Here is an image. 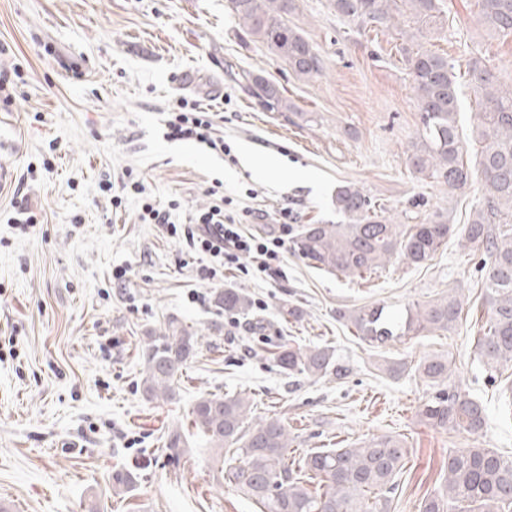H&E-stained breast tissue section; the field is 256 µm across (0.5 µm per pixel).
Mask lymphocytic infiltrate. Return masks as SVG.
Segmentation results:
<instances>
[{"mask_svg":"<svg viewBox=\"0 0 512 512\" xmlns=\"http://www.w3.org/2000/svg\"><path fill=\"white\" fill-rule=\"evenodd\" d=\"M167 129L168 138L193 141L223 154L230 151L223 138L215 134L212 113L203 111L196 101L179 99ZM229 203L227 196L216 197L209 207L197 211L189 223L178 224L172 221L169 210L147 200L141 206L140 218L160 225L170 237L186 242L190 252L201 259L196 269L200 280L222 277L225 270L238 266L244 256L249 258L256 275L275 276L286 250L284 234L295 221L292 210H281L279 233L256 235L234 215L227 213Z\"/></svg>","mask_w":512,"mask_h":512,"instance_id":"obj_1","label":"lymphocytic infiltrate"}]
</instances>
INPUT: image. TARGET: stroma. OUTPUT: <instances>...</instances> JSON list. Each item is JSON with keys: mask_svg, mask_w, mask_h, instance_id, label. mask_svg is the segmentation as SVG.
<instances>
[{"mask_svg": "<svg viewBox=\"0 0 512 512\" xmlns=\"http://www.w3.org/2000/svg\"><path fill=\"white\" fill-rule=\"evenodd\" d=\"M224 4L0 0V69L22 75L11 102L0 101V504L9 512H260L189 424L194 401L208 393L249 394V424L281 419L299 454L373 436L403 439L409 454L394 512H419L449 449L512 455V367L493 379L478 363L486 308L476 258L459 236L422 265L394 258L361 279L288 251L275 278L235 270L200 282L182 244L140 223L147 199L188 223L214 186L256 232L276 231L284 206L302 224L337 222L333 200L346 182L398 224L448 213L462 225L478 200L476 189L452 190L408 168L419 109L396 32L344 22L330 0H296L290 21L325 62L321 76L306 79L246 35ZM442 9L448 27L433 48L454 66L458 130L467 138L478 110L468 65L481 60L512 86V35L487 34L478 0H443ZM241 69L282 87L288 111L264 110L231 79ZM182 97L213 112L230 155L167 140ZM247 150L275 159L278 177L245 166ZM131 176L144 194L124 190ZM19 187L38 218L24 232L12 222ZM119 266L127 275L116 281ZM458 285L467 303L449 333L373 346L336 318L376 302L400 316ZM227 288L265 305L230 319L216 303ZM285 304L300 316H282ZM171 321L198 346L173 398L151 401L140 390L143 353ZM288 342L331 343L346 377L284 373L272 353ZM437 354L454 358L457 382L485 405L482 434L428 425L420 411L433 387L418 373L385 369ZM175 435L177 456L166 448ZM124 468L138 478L118 496L112 474Z\"/></svg>", "mask_w": 512, "mask_h": 512, "instance_id": "35a3bbf8", "label": "stroma"}]
</instances>
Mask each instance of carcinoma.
<instances>
[{
	"mask_svg": "<svg viewBox=\"0 0 512 512\" xmlns=\"http://www.w3.org/2000/svg\"><path fill=\"white\" fill-rule=\"evenodd\" d=\"M441 0H331L339 18L359 25L391 29L396 17L409 13L418 32L437 27ZM481 22L494 34H512V0H479ZM224 8L296 75L322 74L324 61L312 44L288 24L296 0H226ZM412 76L421 130L408 164L413 173L450 189L464 191L479 173V198L461 231L465 245L478 253L487 319L476 349L491 370L512 365V87L503 88L495 74L476 59L469 73L479 105L472 142L479 145L475 163L461 138L457 114L459 93L448 57L406 43L400 48ZM251 95L277 112L288 108L280 87L252 71H242ZM335 224H300L291 237L295 255L329 273L363 277L393 257L419 265L430 259L455 232L450 217L438 215L420 224H396L386 210L359 187L336 188ZM217 303L229 314L246 315L251 299L227 288ZM465 297L459 289L425 304L406 308L394 319L381 304L336 311V318L372 344H385L424 330L450 332L461 317ZM197 339L171 321L161 342L150 344L142 373V392L148 399L167 400L196 350ZM277 364L290 374L312 378L345 370L336 364L328 345L308 348L283 345L274 353ZM414 371L438 387L421 416L448 433L478 435L486 427L481 401L451 381L452 359L434 355ZM248 396L204 394L193 404L190 421L206 438L209 449L225 460V473L243 494L260 502L264 512H391L398 478L408 455L405 442L377 437L354 448H318L301 458L290 456L288 430L277 418L245 427L252 413ZM444 483L423 499L420 512H512V456L491 448H458L448 452ZM136 473L112 476L115 494L134 487Z\"/></svg>",
	"mask_w": 512,
	"mask_h": 512,
	"instance_id": "carcinoma-1",
	"label": "carcinoma"
}]
</instances>
